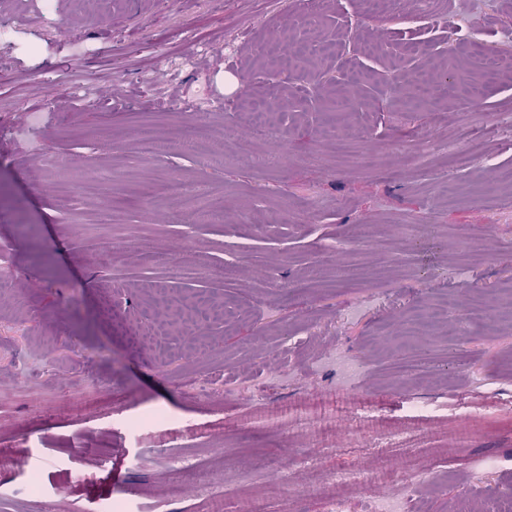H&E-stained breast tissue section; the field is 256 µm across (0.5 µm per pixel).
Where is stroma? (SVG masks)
Returning <instances> with one entry per match:
<instances>
[{
  "mask_svg": "<svg viewBox=\"0 0 512 512\" xmlns=\"http://www.w3.org/2000/svg\"><path fill=\"white\" fill-rule=\"evenodd\" d=\"M321 2L0 0V512L512 500V0Z\"/></svg>",
  "mask_w": 512,
  "mask_h": 512,
  "instance_id": "35a3bbf8",
  "label": "stroma"
}]
</instances>
